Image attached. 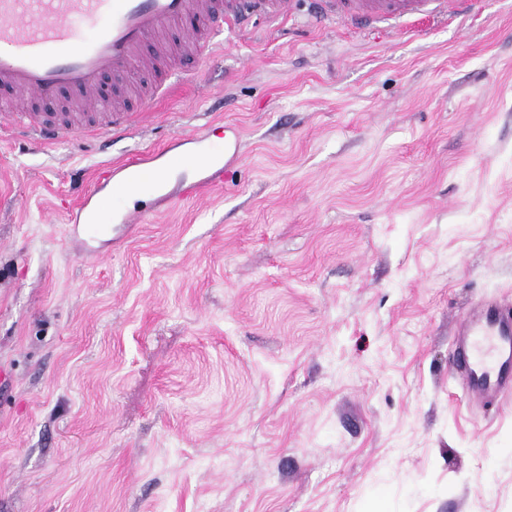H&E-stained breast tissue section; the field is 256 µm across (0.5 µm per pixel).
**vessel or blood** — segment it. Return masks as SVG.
<instances>
[{"label":"vessel or blood","mask_w":512,"mask_h":512,"mask_svg":"<svg viewBox=\"0 0 512 512\" xmlns=\"http://www.w3.org/2000/svg\"><path fill=\"white\" fill-rule=\"evenodd\" d=\"M295 0H0V122L49 142L72 134L112 140L127 136L132 117L176 80L171 28L185 21V46L212 49L223 28L246 30L255 17L290 19ZM317 14L355 26L402 29L413 21H455L482 0H315ZM150 74V90L128 104L102 93L105 78L120 81L131 67ZM182 194L199 196L222 185L237 155L234 144L211 150L204 133L181 134ZM132 192L156 180L144 159L103 167ZM97 205L83 195L70 223L94 228ZM453 362L470 401L487 406L512 390V300L485 296L460 321Z\"/></svg>","instance_id":"obj_1"}]
</instances>
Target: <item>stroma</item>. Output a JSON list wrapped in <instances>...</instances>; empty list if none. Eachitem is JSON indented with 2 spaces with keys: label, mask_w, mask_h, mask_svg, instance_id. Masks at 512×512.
Wrapping results in <instances>:
<instances>
[{
  "label": "stroma",
  "mask_w": 512,
  "mask_h": 512,
  "mask_svg": "<svg viewBox=\"0 0 512 512\" xmlns=\"http://www.w3.org/2000/svg\"><path fill=\"white\" fill-rule=\"evenodd\" d=\"M308 13L112 145L0 128V512H512V393L481 410L452 366L512 296V0L400 35ZM209 127L224 185L136 199L114 244L97 169ZM96 219L97 205L91 195L84 194L76 211L71 212L69 215L68 222L73 224H86L87 228L96 230L98 226L94 223Z\"/></svg>",
  "instance_id": "1"
}]
</instances>
